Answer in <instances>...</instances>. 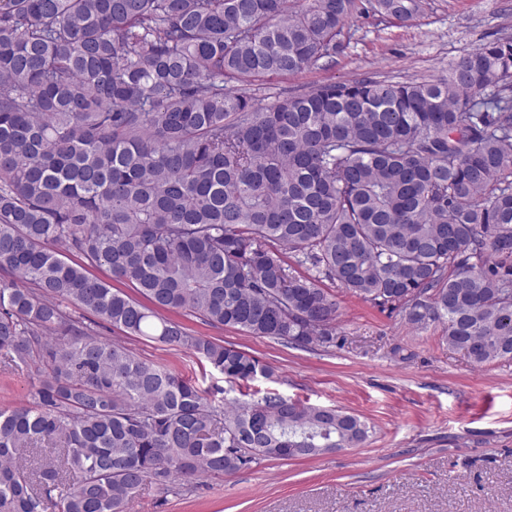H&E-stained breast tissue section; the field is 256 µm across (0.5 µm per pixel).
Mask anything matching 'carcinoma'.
Returning a JSON list of instances; mask_svg holds the SVG:
<instances>
[{
	"label": "carcinoma",
	"instance_id": "obj_1",
	"mask_svg": "<svg viewBox=\"0 0 512 512\" xmlns=\"http://www.w3.org/2000/svg\"><path fill=\"white\" fill-rule=\"evenodd\" d=\"M369 4L401 22L422 7ZM354 9L0 0V357L40 376L31 404L0 406V512H123L146 484L369 436L277 395L216 405L71 307L244 382L271 368L161 312L326 345L329 280L442 324L476 365L512 358V36L436 82L329 81L255 106L246 86L330 57ZM42 448L56 456L28 472Z\"/></svg>",
	"mask_w": 512,
	"mask_h": 512
}]
</instances>
